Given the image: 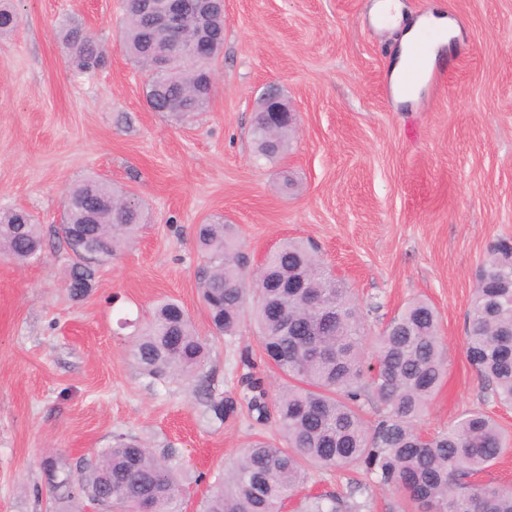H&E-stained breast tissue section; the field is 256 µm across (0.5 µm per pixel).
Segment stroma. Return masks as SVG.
Here are the masks:
<instances>
[{
  "instance_id": "1",
  "label": "stroma",
  "mask_w": 512,
  "mask_h": 512,
  "mask_svg": "<svg viewBox=\"0 0 512 512\" xmlns=\"http://www.w3.org/2000/svg\"><path fill=\"white\" fill-rule=\"evenodd\" d=\"M377 0H224V50L207 112L172 121L146 103V75L123 52L121 0H19L0 39V211L41 224V256H0V512H56L41 462L76 469L135 435L177 448L183 512H201L219 472L257 434L242 379L276 393L252 316L211 339L205 367L237 411L203 416L192 380L142 376L130 321L163 299L181 303L201 335L199 225H235L247 270L283 240L314 244L350 288L369 334L407 302L428 299L448 350L445 384L419 427L445 429L469 410L512 435L466 360L472 290L490 245L512 238V0H399L403 21L442 12L459 31L419 98L398 102L391 69L401 28L379 25ZM82 22L109 53L78 75L57 30ZM297 114L282 158L256 159L250 130L266 85ZM102 176L138 197V239L96 261L90 291L71 298V252L55 229L65 188Z\"/></svg>"
}]
</instances>
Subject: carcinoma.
Listing matches in <instances>:
<instances>
[{
    "label": "carcinoma",
    "instance_id": "1",
    "mask_svg": "<svg viewBox=\"0 0 512 512\" xmlns=\"http://www.w3.org/2000/svg\"><path fill=\"white\" fill-rule=\"evenodd\" d=\"M122 11L123 50L151 72L160 50L152 19L137 0H124ZM19 20L13 0H0V38L11 36ZM60 37L71 70L93 74L105 64V50L78 21L63 24ZM197 42L207 45L205 62L193 72L178 60L167 66L155 80L160 93L146 94L152 111L187 122L208 110L214 92L208 71L223 53L224 11L215 9L201 23L188 16L181 41L169 52L177 58ZM294 133L292 125L271 124L256 115L251 130L256 155L282 157ZM63 205L67 223L57 227V234L74 255L68 292L81 298L96 275L86 256L117 255L138 235L144 207L101 177L71 185ZM196 241L204 258L198 281L212 335L236 334L246 296L253 293L263 352L287 379L273 407L288 447L265 439L249 442L217 479L203 512H281L307 481L310 467L360 470L395 492L412 512H512V488L472 481L512 443L489 415L466 413L429 438L417 426L447 375L439 316L428 301L407 303L371 341L349 289L329 275L312 249L282 243L266 256L262 283L255 286L244 272L233 225L221 219L202 224ZM41 245V225L31 214L14 210L0 216L1 254L23 265ZM208 354V339L172 300L160 302L136 327L131 346L136 367L152 380L198 378L203 415L222 422L227 405L203 376ZM466 357L494 402L512 408V238L491 246L478 273ZM243 383L249 408L260 420L268 409L263 380L249 374ZM369 402L377 418L368 427L360 410ZM178 464L177 449L158 453L132 435L117 436L111 447L83 462L76 476L59 471L52 456L42 460L59 498L83 495L102 512H180L184 493ZM364 489L356 482L344 496H306L300 512H363L366 502L356 495Z\"/></svg>",
    "mask_w": 512,
    "mask_h": 512
}]
</instances>
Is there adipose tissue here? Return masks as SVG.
Here are the masks:
<instances>
[{
    "label": "adipose tissue",
    "instance_id": "adipose-tissue-1",
    "mask_svg": "<svg viewBox=\"0 0 512 512\" xmlns=\"http://www.w3.org/2000/svg\"><path fill=\"white\" fill-rule=\"evenodd\" d=\"M432 30L436 39L428 45L425 53L426 65H433L443 45L449 43L454 32L442 14L436 13L414 22L404 32L400 41V52L392 70V80L396 93L400 98H414L421 86L420 78L411 77V61L422 34Z\"/></svg>",
    "mask_w": 512,
    "mask_h": 512
}]
</instances>
